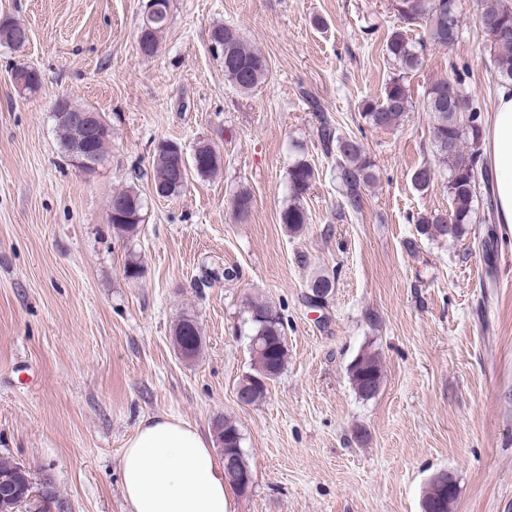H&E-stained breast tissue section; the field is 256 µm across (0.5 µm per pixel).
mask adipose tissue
I'll list each match as a JSON object with an SVG mask.
<instances>
[{"instance_id":"adipose-tissue-1","label":"adipose tissue","mask_w":512,"mask_h":512,"mask_svg":"<svg viewBox=\"0 0 512 512\" xmlns=\"http://www.w3.org/2000/svg\"><path fill=\"white\" fill-rule=\"evenodd\" d=\"M483 155L494 175L499 223L512 228V86H502ZM127 512H230L229 483L194 424L169 415L142 418L120 458Z\"/></svg>"}]
</instances>
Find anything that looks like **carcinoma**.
<instances>
[{
  "label": "carcinoma",
  "instance_id": "cac0c4a2",
  "mask_svg": "<svg viewBox=\"0 0 512 512\" xmlns=\"http://www.w3.org/2000/svg\"><path fill=\"white\" fill-rule=\"evenodd\" d=\"M152 7L159 18L154 28L140 35L139 47L142 53H155L158 39L164 32L170 17V0H153ZM395 9L407 22H425L429 40L434 45L450 46L460 34L461 19L458 0H395ZM477 23L490 42V55L494 68L502 83H512V6L505 0H479ZM212 45L224 54V76L238 89L250 92L264 80L267 65L265 59L251 50L233 29L217 26L210 33ZM15 42H29V30L20 23L8 19L0 21V44L9 47ZM386 49L406 71L418 69L424 61L426 44L410 42L401 31H394L387 38ZM16 71L28 80L26 93L37 92L41 86V74L33 67L19 66ZM463 79L458 73L436 82L429 89L428 111L433 114L432 141L435 159L415 170L414 184L427 187L434 179L440 166L448 170V194L452 199V210L446 214L440 211L420 213L416 217V231L431 238H459L466 232V225L473 223L472 203L480 189L478 172L480 166V145L483 138L481 110L473 107L465 115L458 114L456 101L464 97ZM308 107L315 112L318 121L317 133L324 152L336 150L338 158V179L342 187L343 207L358 211L363 203V190L374 180L375 164L365 153L362 144L355 137L338 133L337 128L325 117L318 101L311 97ZM410 104V94L404 78H394L385 87L380 100L367 99L362 104V117L375 129L388 130L397 127ZM56 133L66 155H71L77 130L73 126H58ZM180 146L173 142L158 145L152 161L151 185L156 194L164 198L175 197L185 189L190 177L204 178L214 175L221 165L219 152L209 143L201 142L196 149L203 155L204 163L197 167L190 165L181 177L174 175ZM315 178L311 164L297 159L288 170L289 196L292 202L281 212L280 221L291 233L299 232L307 223V213L301 205L303 195L309 190ZM112 211L107 213V222L122 232L134 234L139 224L145 221L144 200L139 191L127 187L112 192ZM252 336L258 337V346L251 347L252 368L255 375L271 373L279 377L287 362L285 326L276 308L257 300L247 303ZM174 346L178 354L187 360L195 358L202 347V337L197 321L184 315L172 328ZM348 378L362 397L378 391L383 381V365L379 352L364 349L350 362ZM216 441L224 447H241L242 438L236 421L220 417L212 425ZM35 486L29 469L9 457H0V512H12L20 506V498L37 495L44 499V506L52 503L53 488ZM456 490L443 489L433 484L424 491L426 498L443 501L445 512H451Z\"/></svg>",
  "mask_w": 512,
  "mask_h": 512
}]
</instances>
